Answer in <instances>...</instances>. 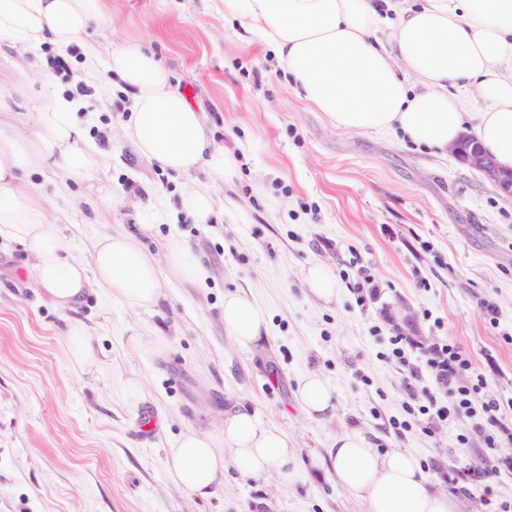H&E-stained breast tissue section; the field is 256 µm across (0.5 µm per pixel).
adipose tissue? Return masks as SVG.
<instances>
[{
	"mask_svg": "<svg viewBox=\"0 0 512 512\" xmlns=\"http://www.w3.org/2000/svg\"><path fill=\"white\" fill-rule=\"evenodd\" d=\"M107 12L108 0H0V40L65 49L82 44ZM224 15L272 51L297 94L336 128L391 132L434 155L467 132L512 170V0H224ZM106 68L121 75L132 100L124 134L141 156L177 173L235 174L234 154L217 144L202 113L142 42L107 48ZM80 106V98L56 96L0 122V239L26 248L34 280L62 309L73 308L95 283L130 305L156 306L162 263L182 280L204 282L207 270L176 237L159 258L130 233L99 237L91 264L71 254L35 187L19 173L40 169L65 183L96 182L99 208L111 210L112 186L98 178L105 155L87 146ZM28 124L34 134L23 133ZM267 326L251 296L225 294L224 328L238 346L258 343ZM298 401L311 418L336 410L333 391L317 372L301 382ZM229 463L247 477L272 470L288 483L307 477L287 434L247 412L225 420L223 448L196 431L184 434L168 451L167 473L206 497L223 485ZM324 467L368 512L457 509L414 457L378 454L354 434L337 438Z\"/></svg>",
	"mask_w": 512,
	"mask_h": 512,
	"instance_id": "1",
	"label": "adipose tissue"
}]
</instances>
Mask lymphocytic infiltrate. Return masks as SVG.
I'll return each instance as SVG.
<instances>
[{"label": "lymphocytic infiltrate", "instance_id": "f902f5d3", "mask_svg": "<svg viewBox=\"0 0 512 512\" xmlns=\"http://www.w3.org/2000/svg\"><path fill=\"white\" fill-rule=\"evenodd\" d=\"M390 338L391 356L404 370V385L408 397L418 406L421 414L431 419L432 425L448 423L461 415L474 416L482 412L486 418L477 426L474 436H459L460 444H470L472 438H481L486 447H496L499 440L512 441V411L507 410L499 400L491 398L483 402L480 409H473V394L485 388L484 375H477L470 385L460 382L461 375L472 369L473 361L457 345L448 343L424 344L400 326H393ZM430 373L435 391L417 390L416 384L423 373Z\"/></svg>", "mask_w": 512, "mask_h": 512}]
</instances>
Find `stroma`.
Segmentation results:
<instances>
[{
	"label": "stroma",
	"instance_id": "obj_1",
	"mask_svg": "<svg viewBox=\"0 0 512 512\" xmlns=\"http://www.w3.org/2000/svg\"><path fill=\"white\" fill-rule=\"evenodd\" d=\"M109 11L110 24L92 27L87 43L143 40L235 154L238 171L227 184L141 157L123 133L130 103L122 79L104 63L89 66L80 46L0 43L14 62L0 69L10 111L84 89L86 140L111 156L102 178L116 201L99 217L90 207L95 183L63 186L38 170L23 176L39 185L74 254L91 262L103 233L137 232L156 256L167 239H184L210 270L202 285L161 271L164 298L152 308L96 285L62 310L29 279L23 247L0 241V512H367L313 464L342 434L447 472L478 456L512 455L510 443L493 449L477 438L459 447L473 419L429 433L427 416L407 415L388 327L393 320L425 341L461 346L487 376L485 395L512 401V198L450 153L431 155L390 132L337 129L298 96L267 46L225 19L224 0H111ZM190 185L236 206L217 223H193L179 207ZM149 196L153 227L143 233ZM314 262L337 273L358 263L379 284L378 300L358 303L348 287L334 302L318 300L304 281ZM235 292L268 315L264 339L251 348L224 329V296ZM72 322L96 349L91 371L73 363ZM312 371L333 388L334 415L303 413L298 388ZM235 411L286 432L308 480L288 486L229 466L209 497L175 485L168 450L192 429L223 445L224 419ZM146 412L156 421L148 434ZM438 487L455 492L461 512H512V470L490 494Z\"/></svg>",
	"mask_w": 512,
	"mask_h": 512
}]
</instances>
